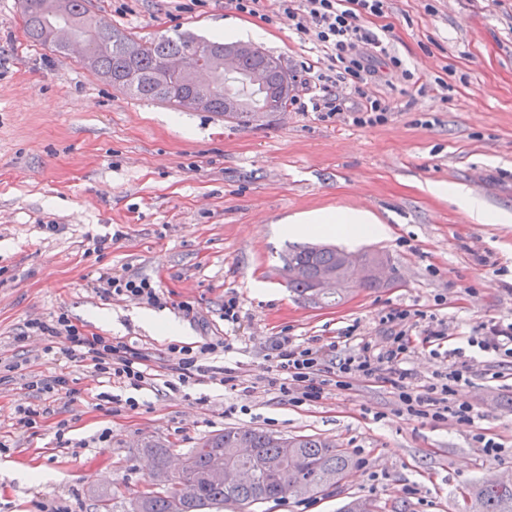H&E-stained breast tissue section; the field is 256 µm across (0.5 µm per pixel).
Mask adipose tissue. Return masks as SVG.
Here are the masks:
<instances>
[{"instance_id": "1", "label": "adipose tissue", "mask_w": 512, "mask_h": 512, "mask_svg": "<svg viewBox=\"0 0 512 512\" xmlns=\"http://www.w3.org/2000/svg\"><path fill=\"white\" fill-rule=\"evenodd\" d=\"M432 194L447 197L456 202L478 224H501L507 222L506 213L489 209L462 185L436 183L430 188ZM335 225L344 238L355 241L366 236L385 235L387 229L378 218L366 210H314L303 213L294 223L286 225L285 230L292 236H303L325 225Z\"/></svg>"}]
</instances>
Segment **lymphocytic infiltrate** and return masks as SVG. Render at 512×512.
<instances>
[{"mask_svg":"<svg viewBox=\"0 0 512 512\" xmlns=\"http://www.w3.org/2000/svg\"><path fill=\"white\" fill-rule=\"evenodd\" d=\"M277 13L291 21L302 39L318 45L326 55L327 72L316 73L318 95L304 99L295 97V110H312L336 115L343 110L332 96L330 78L350 84L358 102L352 121L357 125H376L386 119L387 108L380 99L369 97L364 86L371 71L367 62L381 43L364 25L367 18L382 16L387 0H276ZM98 290L104 296H122L129 300L160 304L156 284L146 277L117 276L100 272ZM407 310H395L386 315L389 323L399 328L386 344L360 336L355 326H348L333 340L320 345L301 346L289 338L274 344L275 355L268 384L295 404L316 403L322 400L328 387L349 389L356 378L381 381L397 391L402 411L418 419L444 423L454 418L473 421V408L455 398V388L464 380L465 365L450 363L447 370L435 373L430 381L414 383L413 374L405 362L415 344L439 346L447 340L440 326H428L421 341H414L402 320L410 318ZM27 336L46 342L45 353L60 351L69 361L92 366L97 375L108 382L142 389L152 381L153 366L147 355L127 343L107 336L88 335L72 324L67 315L50 319H35L27 324ZM223 337H215L198 348L173 346L165 365L170 386H186L200 381L211 373L206 357L222 349Z\"/></svg>","mask_w":512,"mask_h":512,"instance_id":"1","label":"lymphocytic infiltrate"}]
</instances>
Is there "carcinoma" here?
<instances>
[{
  "mask_svg": "<svg viewBox=\"0 0 512 512\" xmlns=\"http://www.w3.org/2000/svg\"><path fill=\"white\" fill-rule=\"evenodd\" d=\"M25 31L30 41L44 45L55 55L66 57L64 45L50 38L51 30L69 23L86 44L85 65L97 76L129 94L147 101L177 105V97L189 88L161 83L158 75L167 57L182 55L196 63L211 61L224 51L226 42L209 40L190 31L161 33L143 40L119 28L102 24L88 7V0H20ZM134 70V84L123 81L126 72ZM214 80L207 84V112L226 115L228 102L235 100L238 108L231 121L258 124L256 112L265 102L268 91L281 83L277 68L269 71L267 90L252 89L246 93L224 86V69L213 68ZM352 252L335 246L316 250L310 246L288 249L283 260L295 261L308 268L306 279L288 282L298 296H309V278L320 271L334 270L339 261ZM240 438H247L257 449L260 462L257 477L247 484L224 486L207 480L210 460ZM294 447L285 450L273 443L264 431L232 428L203 440L185 456L184 468L170 483L129 499L126 512H207L226 505L250 507L278 500V485L283 479L298 485L300 497L310 498L337 485L353 466V458L336 444L313 435L292 438ZM468 512H512V482L486 477L468 491Z\"/></svg>",
  "mask_w": 512,
  "mask_h": 512,
  "instance_id": "obj_1",
  "label": "carcinoma"
}]
</instances>
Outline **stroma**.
Wrapping results in <instances>:
<instances>
[{"instance_id": "obj_1", "label": "stroma", "mask_w": 512, "mask_h": 512, "mask_svg": "<svg viewBox=\"0 0 512 512\" xmlns=\"http://www.w3.org/2000/svg\"><path fill=\"white\" fill-rule=\"evenodd\" d=\"M103 22L139 37L190 30L204 37L227 26H260L262 47L279 56L311 92L306 66L321 60L288 19L273 23L238 13L233 0H90ZM397 56L374 55L365 87L388 108L383 123L353 124L288 110L252 127L210 112L146 102L67 58L30 42L19 0H0V512H104L94 490L112 491V512L145 491L159 440L171 468L204 437L228 427L285 437L321 435L354 459L336 486L313 499L287 497L251 512H336L352 497L377 512H464L475 480L512 469V362L469 344L487 328L512 324V222L476 224L434 183L466 185L488 208L512 215V0H389L365 22ZM427 84L411 90L407 74ZM445 88H438L437 80ZM320 208L372 212L389 232L360 241L388 258L384 286L355 288L338 302L314 303L291 292L282 257L292 246L336 234L290 237L291 218ZM60 225L57 233L47 232ZM113 237L104 252L93 237ZM150 278L164 295L157 315L177 322L184 343L224 337L210 365L240 372L244 389L206 380L173 390L164 380L138 391L103 382L91 366L44 354L22 340L29 320L67 314L85 333L124 340L154 365L168 338L135 319L142 303L96 290L99 271ZM237 298L238 324L224 320ZM421 311L413 333L443 323L447 350L467 361L456 398L476 417L431 424L399 412L394 389L358 379L314 404L294 406L267 385L271 342L287 336L325 343L357 325L381 340L391 309ZM111 315V324L97 321ZM66 374L71 393L50 398L38 428L19 424L33 403L29 376ZM135 397L138 409L109 412L97 396ZM66 423L72 447L56 444ZM107 443H97L102 429ZM483 432L502 445L485 455ZM39 465L45 483L23 480Z\"/></svg>"}]
</instances>
